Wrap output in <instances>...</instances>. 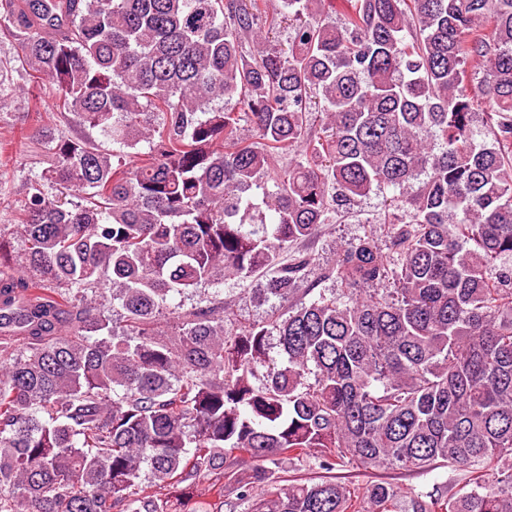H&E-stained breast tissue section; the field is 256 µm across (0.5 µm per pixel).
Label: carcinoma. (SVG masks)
Segmentation results:
<instances>
[{
    "label": "carcinoma",
    "instance_id": "carcinoma-1",
    "mask_svg": "<svg viewBox=\"0 0 512 512\" xmlns=\"http://www.w3.org/2000/svg\"><path fill=\"white\" fill-rule=\"evenodd\" d=\"M260 2L0 0V111L58 98L0 227V512H512V0ZM372 193L385 237L288 254ZM381 466L469 490L332 474ZM256 280L249 278L242 281L237 279H230L224 282V298L235 301V313L238 322L242 326H247L250 323L261 321L265 318L267 313L271 310V305L274 304L275 300H271L262 306H256V304L249 302V299L243 297L244 290L248 288H256Z\"/></svg>",
    "mask_w": 512,
    "mask_h": 512
}]
</instances>
